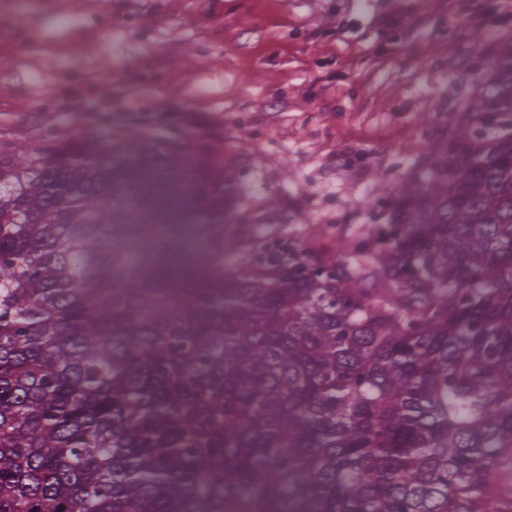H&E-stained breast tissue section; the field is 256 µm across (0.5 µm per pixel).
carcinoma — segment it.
Wrapping results in <instances>:
<instances>
[{"instance_id":"carcinoma-1","label":"carcinoma","mask_w":512,"mask_h":512,"mask_svg":"<svg viewBox=\"0 0 512 512\" xmlns=\"http://www.w3.org/2000/svg\"><path fill=\"white\" fill-rule=\"evenodd\" d=\"M232 192L208 142L0 154V512H512V40L336 261Z\"/></svg>"}]
</instances>
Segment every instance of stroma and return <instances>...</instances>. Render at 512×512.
<instances>
[{
    "mask_svg": "<svg viewBox=\"0 0 512 512\" xmlns=\"http://www.w3.org/2000/svg\"><path fill=\"white\" fill-rule=\"evenodd\" d=\"M509 38L512 0H0V153L218 142L252 234L328 262Z\"/></svg>",
    "mask_w": 512,
    "mask_h": 512,
    "instance_id": "1",
    "label": "stroma"
}]
</instances>
